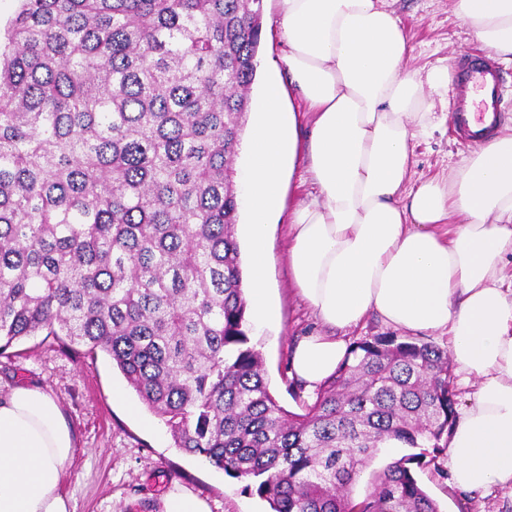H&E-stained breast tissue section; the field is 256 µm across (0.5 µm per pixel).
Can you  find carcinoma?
Listing matches in <instances>:
<instances>
[{
  "mask_svg": "<svg viewBox=\"0 0 512 512\" xmlns=\"http://www.w3.org/2000/svg\"><path fill=\"white\" fill-rule=\"evenodd\" d=\"M263 0H20L0 41V355L42 333L110 358L272 512H439L448 351L365 337L285 410L251 345L235 228ZM404 455L356 502L373 454Z\"/></svg>",
  "mask_w": 512,
  "mask_h": 512,
  "instance_id": "carcinoma-1",
  "label": "carcinoma"
}]
</instances>
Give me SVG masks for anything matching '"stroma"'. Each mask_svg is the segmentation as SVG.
<instances>
[{"label": "stroma", "mask_w": 512, "mask_h": 512, "mask_svg": "<svg viewBox=\"0 0 512 512\" xmlns=\"http://www.w3.org/2000/svg\"><path fill=\"white\" fill-rule=\"evenodd\" d=\"M413 47L409 66L427 71L450 66L467 53H484L465 24L451 12V0H393ZM277 0H263L258 68L277 63L283 52L274 23ZM453 90L433 96L434 125L413 142L414 180L448 176L472 148L452 131L449 115ZM290 214L282 212L270 226V294L279 305V321L252 328L251 342L260 351L270 388L288 411L301 412L314 393L289 387V357L294 342L318 330L307 307L294 294L288 275L287 245ZM37 385L59 403L76 435V448L63 492L76 512H163L162 498L181 489L205 499L211 512H270L268 502L246 490L243 480L224 475L199 458L175 447L164 422L128 387L105 354H90L68 341L34 336L21 340L0 357V390ZM122 388L123 399L112 396ZM448 458L419 469L423 489L440 512H512V487H495L484 494L457 490Z\"/></svg>", "instance_id": "35a3bbf8"}]
</instances>
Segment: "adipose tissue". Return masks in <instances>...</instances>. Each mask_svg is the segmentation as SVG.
Masks as SVG:
<instances>
[{
    "mask_svg": "<svg viewBox=\"0 0 512 512\" xmlns=\"http://www.w3.org/2000/svg\"><path fill=\"white\" fill-rule=\"evenodd\" d=\"M284 44L252 101L245 145L248 311L279 316L268 293L269 222L284 207L282 175L305 156L313 193L292 210L288 271L321 331L291 368L314 388L348 348L337 333L370 313L407 333L438 332L477 387L448 438L454 485L512 486V132L481 143L445 178L412 182L413 141L428 133L430 99L447 67L407 68L412 47L388 0H278ZM472 36L512 65V0H453ZM312 117L307 148L284 85ZM74 435L54 397L18 385L0 395V512H75L60 486Z\"/></svg>",
    "mask_w": 512,
    "mask_h": 512,
    "instance_id": "adipose-tissue-1",
    "label": "adipose tissue"
}]
</instances>
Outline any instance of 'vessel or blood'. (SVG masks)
<instances>
[{"mask_svg":"<svg viewBox=\"0 0 512 512\" xmlns=\"http://www.w3.org/2000/svg\"><path fill=\"white\" fill-rule=\"evenodd\" d=\"M451 80L456 88L451 121L460 138L475 144L490 139L504 117L499 106L501 76L483 55L458 59Z\"/></svg>","mask_w":512,"mask_h":512,"instance_id":"b4317fda","label":"vessel or blood"}]
</instances>
